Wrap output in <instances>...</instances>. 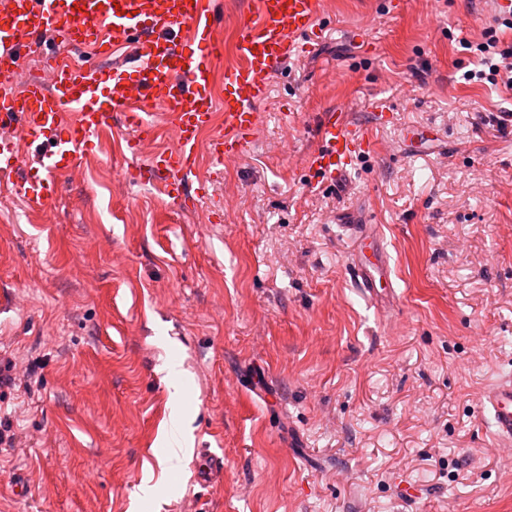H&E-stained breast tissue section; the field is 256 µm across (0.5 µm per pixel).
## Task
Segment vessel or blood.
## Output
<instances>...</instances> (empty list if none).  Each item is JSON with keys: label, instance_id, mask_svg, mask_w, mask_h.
<instances>
[{"label": "vessel or blood", "instance_id": "obj_1", "mask_svg": "<svg viewBox=\"0 0 512 512\" xmlns=\"http://www.w3.org/2000/svg\"><path fill=\"white\" fill-rule=\"evenodd\" d=\"M322 0H253L237 29L235 65L222 67L224 0H0V83L19 90L0 96V175L31 211L53 203L58 180L73 170L96 139H123L133 167L159 174L167 196L208 195L226 159L245 154L279 66L301 55L320 31ZM65 47H90L79 69L52 53L40 79L23 62L44 36ZM162 108L172 147L140 158L141 142L157 138ZM373 134L344 108L322 112L318 144L306 167L318 184L335 185ZM209 177L188 190L200 160ZM345 229L357 247L354 282L381 312L394 305L389 259L374 225L356 215ZM480 403L496 439L512 442V379L482 391ZM207 483L224 472V459L202 449Z\"/></svg>", "mask_w": 512, "mask_h": 512}]
</instances>
